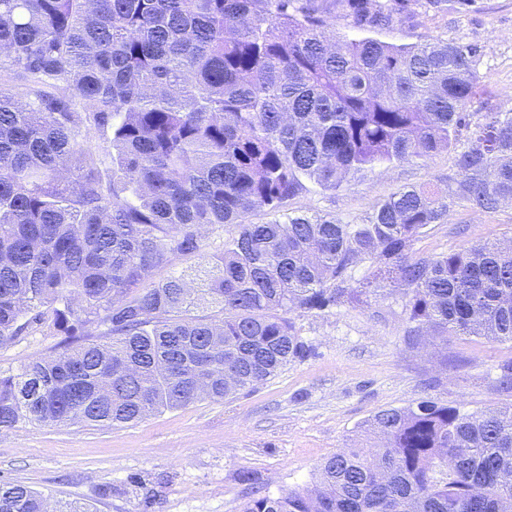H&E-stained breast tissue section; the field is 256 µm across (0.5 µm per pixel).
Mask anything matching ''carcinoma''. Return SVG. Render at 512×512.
I'll list each match as a JSON object with an SVG mask.
<instances>
[{
	"label": "carcinoma",
	"mask_w": 512,
	"mask_h": 512,
	"mask_svg": "<svg viewBox=\"0 0 512 512\" xmlns=\"http://www.w3.org/2000/svg\"><path fill=\"white\" fill-rule=\"evenodd\" d=\"M380 25L408 0H333ZM299 0H0V346L47 327L62 351L0 371V430L121 425L252 388L308 351L288 314L403 287L413 340L512 343V240L417 258L455 202L512 203V112L471 127L477 49L337 39ZM456 188L407 186L360 224L289 215L452 145ZM110 135L111 165L87 145ZM265 211L272 219L246 221ZM234 227L224 235V227ZM217 262L190 278L203 232ZM374 270L353 287L349 271ZM377 448H341L311 487L243 512H512V408L427 399L376 413ZM0 512L48 509L0 482Z\"/></svg>",
	"instance_id": "obj_1"
}]
</instances>
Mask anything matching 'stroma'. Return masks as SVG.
Listing matches in <instances>:
<instances>
[{
	"label": "stroma",
	"instance_id": "1",
	"mask_svg": "<svg viewBox=\"0 0 512 512\" xmlns=\"http://www.w3.org/2000/svg\"><path fill=\"white\" fill-rule=\"evenodd\" d=\"M333 34L397 45L443 41L478 49L480 88L467 103L474 120L512 112V0L429 10L412 0L385 26L337 17ZM454 148L429 159L375 169L340 190L309 185L288 203L293 214L361 223L373 203L405 186L444 188L455 177ZM485 240H512V205L493 212L450 208L412 246L432 257ZM291 319L309 348L275 376L223 400L208 398L134 424L22 425L0 431V481H17L51 501H78L97 512H241L260 487L272 495L317 481L338 449L373 443L367 423L382 409L431 399L464 413L512 406L499 386L512 344L479 336L427 338L409 345L401 294L370 296ZM61 349L60 336L35 332L0 348V370ZM251 482H243L242 474Z\"/></svg>",
	"mask_w": 512,
	"mask_h": 512
}]
</instances>
